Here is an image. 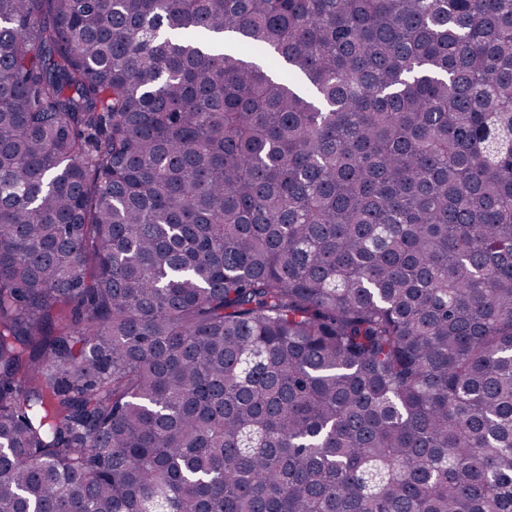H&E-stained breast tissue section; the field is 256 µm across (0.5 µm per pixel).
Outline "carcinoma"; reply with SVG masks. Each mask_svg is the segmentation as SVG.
<instances>
[{
  "label": "carcinoma",
  "instance_id": "carcinoma-1",
  "mask_svg": "<svg viewBox=\"0 0 512 512\" xmlns=\"http://www.w3.org/2000/svg\"><path fill=\"white\" fill-rule=\"evenodd\" d=\"M0 512H512V0H0Z\"/></svg>",
  "mask_w": 512,
  "mask_h": 512
}]
</instances>
